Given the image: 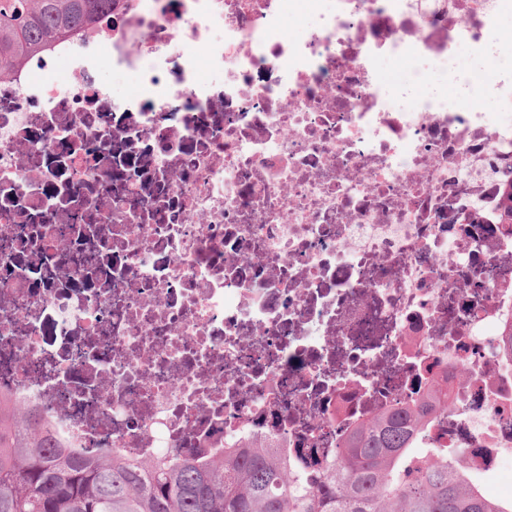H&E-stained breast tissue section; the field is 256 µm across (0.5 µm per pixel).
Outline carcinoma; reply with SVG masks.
<instances>
[{"label":"carcinoma","instance_id":"obj_1","mask_svg":"<svg viewBox=\"0 0 512 512\" xmlns=\"http://www.w3.org/2000/svg\"><path fill=\"white\" fill-rule=\"evenodd\" d=\"M119 0H0V79L60 41L112 26ZM450 407L430 385L359 424L325 472L298 478L288 455L241 442L141 460L88 457L55 440L47 420L0 400V512H512L448 459L411 460L428 421Z\"/></svg>","mask_w":512,"mask_h":512}]
</instances>
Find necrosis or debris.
<instances>
[{
	"mask_svg": "<svg viewBox=\"0 0 512 512\" xmlns=\"http://www.w3.org/2000/svg\"><path fill=\"white\" fill-rule=\"evenodd\" d=\"M508 17L512 0H132L93 55L0 81V396L65 448L249 441L300 471L439 381L454 408L421 454L499 494ZM297 20L304 38L273 37Z\"/></svg>",
	"mask_w": 512,
	"mask_h": 512,
	"instance_id": "4bbe7bcc",
	"label": "necrosis or debris"
}]
</instances>
